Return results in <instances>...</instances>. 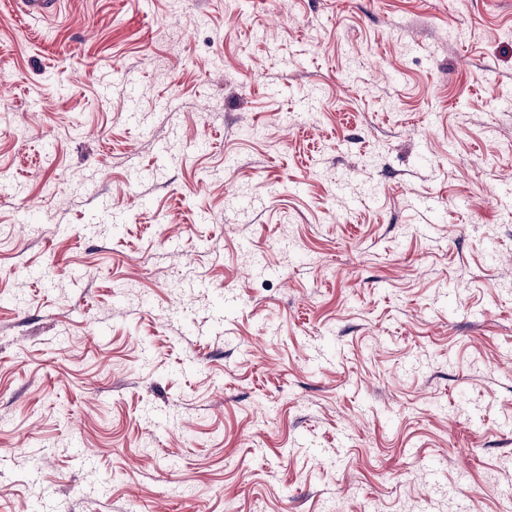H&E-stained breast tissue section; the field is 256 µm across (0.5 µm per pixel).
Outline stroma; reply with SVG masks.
<instances>
[{"label": "stroma", "mask_w": 512, "mask_h": 512, "mask_svg": "<svg viewBox=\"0 0 512 512\" xmlns=\"http://www.w3.org/2000/svg\"><path fill=\"white\" fill-rule=\"evenodd\" d=\"M0 512H512V0H0ZM62 0H16L14 3L25 16L39 20H51L60 11Z\"/></svg>", "instance_id": "1"}]
</instances>
